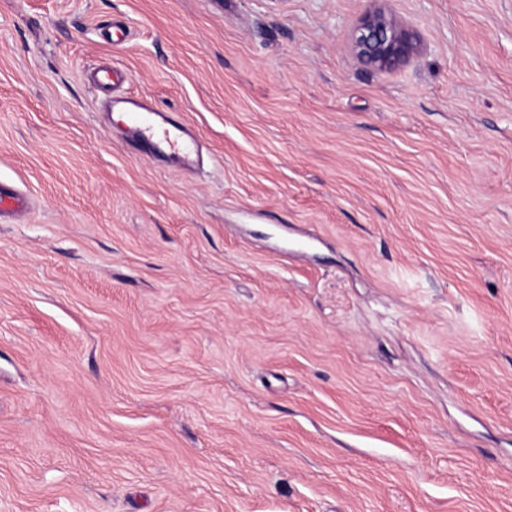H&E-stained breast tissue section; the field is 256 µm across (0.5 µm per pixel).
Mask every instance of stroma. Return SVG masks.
<instances>
[{"mask_svg":"<svg viewBox=\"0 0 512 512\" xmlns=\"http://www.w3.org/2000/svg\"><path fill=\"white\" fill-rule=\"evenodd\" d=\"M382 5L0 0V512H512V0ZM417 45L416 34L380 6L370 9L351 35V48L358 61L379 71L409 63ZM91 78L93 86L105 94L109 87L115 88L122 84L125 80V74L115 66H98L92 73ZM109 111L123 114L125 139L152 154L173 152L190 161L198 153V141L187 126L143 98H109Z\"/></svg>","mask_w":512,"mask_h":512,"instance_id":"stroma-1","label":"stroma"}]
</instances>
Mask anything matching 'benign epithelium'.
Masks as SVG:
<instances>
[{
  "label": "benign epithelium",
  "mask_w": 512,
  "mask_h": 512,
  "mask_svg": "<svg viewBox=\"0 0 512 512\" xmlns=\"http://www.w3.org/2000/svg\"><path fill=\"white\" fill-rule=\"evenodd\" d=\"M351 48L361 64L390 71L409 63L417 51V37L382 7L375 6L353 30Z\"/></svg>",
  "instance_id": "7a95c632"
}]
</instances>
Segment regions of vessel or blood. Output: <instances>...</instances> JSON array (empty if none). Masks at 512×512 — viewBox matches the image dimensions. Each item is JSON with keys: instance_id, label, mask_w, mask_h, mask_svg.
<instances>
[{"instance_id": "obj_1", "label": "vessel or blood", "mask_w": 512, "mask_h": 512, "mask_svg": "<svg viewBox=\"0 0 512 512\" xmlns=\"http://www.w3.org/2000/svg\"><path fill=\"white\" fill-rule=\"evenodd\" d=\"M94 87L101 92L122 84L125 74L114 66H99L92 73ZM110 111L123 114L125 139L152 154L173 152L184 159L198 153V141L187 126L173 115L158 110L143 98H109Z\"/></svg>"}]
</instances>
